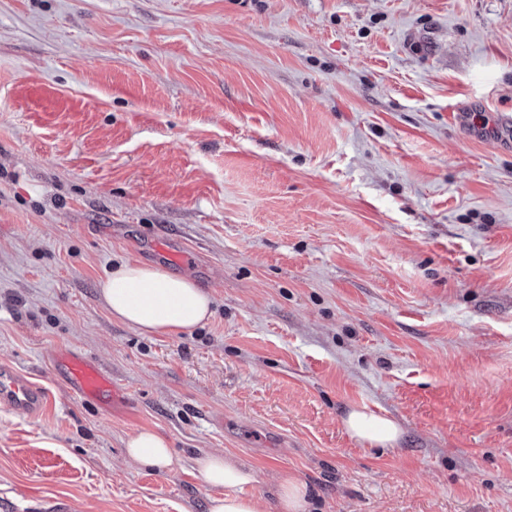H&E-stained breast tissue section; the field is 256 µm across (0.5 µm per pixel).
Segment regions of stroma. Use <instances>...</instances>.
<instances>
[{"label": "stroma", "instance_id": "obj_1", "mask_svg": "<svg viewBox=\"0 0 512 512\" xmlns=\"http://www.w3.org/2000/svg\"><path fill=\"white\" fill-rule=\"evenodd\" d=\"M512 0H0V512H208L221 452L315 512H512ZM172 230L200 266L152 254ZM192 279L144 335L99 284ZM76 349L124 391L71 397ZM403 427L350 437V407ZM152 430L176 465L126 458ZM99 293L112 318L143 334H174L211 316V300L202 288L159 266L123 262L101 282ZM49 399V392L15 364L0 362V405H6L14 413L35 418ZM275 495L279 512H311L307 486L288 472L279 477Z\"/></svg>", "mask_w": 512, "mask_h": 512}]
</instances>
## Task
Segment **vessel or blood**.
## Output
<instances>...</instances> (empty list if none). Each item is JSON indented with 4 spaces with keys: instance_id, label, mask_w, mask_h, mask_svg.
<instances>
[{
    "instance_id": "vessel-or-blood-1",
    "label": "vessel or blood",
    "mask_w": 512,
    "mask_h": 512,
    "mask_svg": "<svg viewBox=\"0 0 512 512\" xmlns=\"http://www.w3.org/2000/svg\"><path fill=\"white\" fill-rule=\"evenodd\" d=\"M52 366L57 379L80 401L108 407L118 394L111 376L80 351H59L52 360ZM49 399V392L15 364L0 362V405L34 418Z\"/></svg>"
}]
</instances>
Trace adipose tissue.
<instances>
[{"label": "adipose tissue", "instance_id": "1", "mask_svg": "<svg viewBox=\"0 0 512 512\" xmlns=\"http://www.w3.org/2000/svg\"><path fill=\"white\" fill-rule=\"evenodd\" d=\"M100 298L112 317L144 334L170 335L195 328L211 315L209 295L189 278L158 266L131 262L118 265L100 284ZM352 438L372 446H391L402 435L400 424L365 409H351L343 420ZM127 454L140 466L163 471L174 454L159 434L142 430L129 438ZM203 482L211 489L208 512H267L264 497L254 492L258 473L230 457L209 454L198 461Z\"/></svg>", "mask_w": 512, "mask_h": 512}]
</instances>
